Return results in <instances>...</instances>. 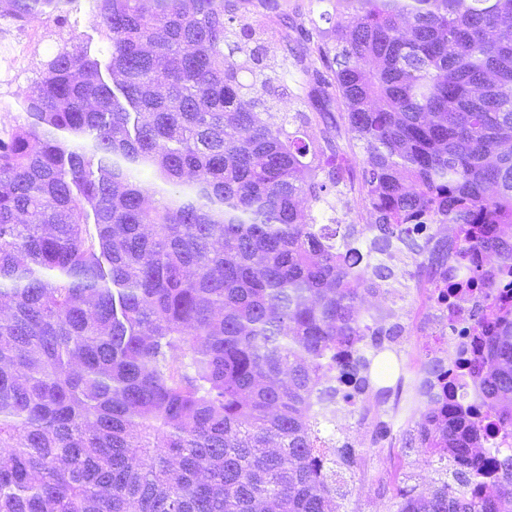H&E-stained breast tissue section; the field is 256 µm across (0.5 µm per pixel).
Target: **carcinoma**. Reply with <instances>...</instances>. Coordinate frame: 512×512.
I'll use <instances>...</instances> for the list:
<instances>
[{
    "label": "carcinoma",
    "instance_id": "cac0c4a2",
    "mask_svg": "<svg viewBox=\"0 0 512 512\" xmlns=\"http://www.w3.org/2000/svg\"><path fill=\"white\" fill-rule=\"evenodd\" d=\"M68 2L0 17L61 28ZM92 2L108 56L58 44L0 137V512H336V461L359 454L321 411L404 386L401 448L446 478L393 469L394 512H512V451L485 483L488 427L448 414L438 362L385 384L403 328L360 305L393 250L448 261L415 225L512 270V0H349L307 38L320 69L244 53L249 8L293 26L279 0ZM290 66L319 103L271 128L257 109ZM318 123L365 146L359 173L302 139ZM345 181L370 222L341 233L313 207ZM487 318L473 377L511 439L512 308L491 293Z\"/></svg>",
    "mask_w": 512,
    "mask_h": 512
}]
</instances>
